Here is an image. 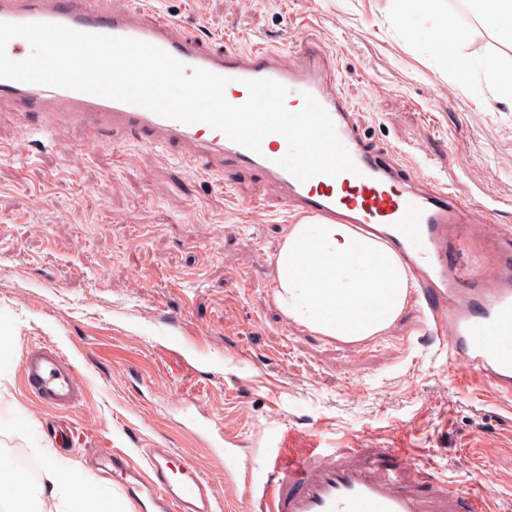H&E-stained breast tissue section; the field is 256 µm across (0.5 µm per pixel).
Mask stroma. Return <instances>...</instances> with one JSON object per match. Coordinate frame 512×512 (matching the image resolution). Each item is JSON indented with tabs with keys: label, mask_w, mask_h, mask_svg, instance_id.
I'll list each match as a JSON object with an SVG mask.
<instances>
[{
	"label": "stroma",
	"mask_w": 512,
	"mask_h": 512,
	"mask_svg": "<svg viewBox=\"0 0 512 512\" xmlns=\"http://www.w3.org/2000/svg\"><path fill=\"white\" fill-rule=\"evenodd\" d=\"M140 4L213 48L278 53L319 43L368 142L398 164L429 162L462 199L496 209L502 240H460L457 257L483 272L512 254V102L483 73L457 77L423 31L449 8L405 26L389 0H103ZM27 116L0 110V451L53 453L116 498L124 493L87 454L110 442L192 460L222 512H261L258 496L224 485V467L188 428L198 410L252 449L255 485L281 448L364 442L410 449L462 487L471 468L493 477V512H512V400L449 372L422 335L414 303L382 334L343 343L289 322L275 303L274 255L296 216L261 174L185 167L128 136L89 153L88 132L56 129V147L27 140ZM60 348L86 397L59 414L24 391L28 345ZM92 424L77 452L60 421Z\"/></svg>",
	"instance_id": "stroma-1"
}]
</instances>
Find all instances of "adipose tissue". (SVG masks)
Here are the masks:
<instances>
[{"instance_id": "ef3b65f1", "label": "adipose tissue", "mask_w": 512, "mask_h": 512, "mask_svg": "<svg viewBox=\"0 0 512 512\" xmlns=\"http://www.w3.org/2000/svg\"><path fill=\"white\" fill-rule=\"evenodd\" d=\"M468 32L450 22L426 43L450 71L465 75L470 60L457 49ZM275 300L283 315L312 332L356 343L387 330L404 311L410 280L389 245L347 224L304 218L291 226L275 259ZM45 478L16 482L0 469V512H37L46 494L61 495L65 512H129L82 472L56 458L44 462Z\"/></svg>"}]
</instances>
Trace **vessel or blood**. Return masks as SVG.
<instances>
[{
  "label": "vessel or blood",
  "instance_id": "1",
  "mask_svg": "<svg viewBox=\"0 0 512 512\" xmlns=\"http://www.w3.org/2000/svg\"><path fill=\"white\" fill-rule=\"evenodd\" d=\"M0 22L56 23L151 43L187 70L203 68L227 77L225 97L234 105L246 101L248 79L283 84L292 111L302 107L304 94H311L331 117L358 174L302 182L279 166L277 151L252 152L206 124H184L90 93L0 79V105L22 113L38 110L46 119L63 118L93 130V145H106L111 132L131 133L153 148L179 146L177 160L185 166L204 161L220 168L228 162L251 169L300 217L349 224L387 242L405 257L424 312L422 331L440 341L449 369L512 397V260L495 258L485 272L471 275L451 254L463 225H479L491 241L497 225L454 193L423 189L421 172L395 164L391 152L369 148L320 46L292 57L261 46L247 52L212 50L180 35L175 24L146 22L136 9L104 10L98 0H0ZM21 372L39 407L65 411L85 398L83 381L55 346H28ZM204 428L211 456L223 460L225 478H233L240 465L236 440L215 419H207ZM171 458L168 448L142 449L137 460L105 448L95 463L120 476L133 512H218L212 486L195 464L185 462L184 479L177 483L170 476ZM471 479L476 486L470 491L450 487L411 461L403 448H296L270 459L262 499L264 512H490L483 491L489 473L475 471Z\"/></svg>",
  "mask_w": 512,
  "mask_h": 512
}]
</instances>
